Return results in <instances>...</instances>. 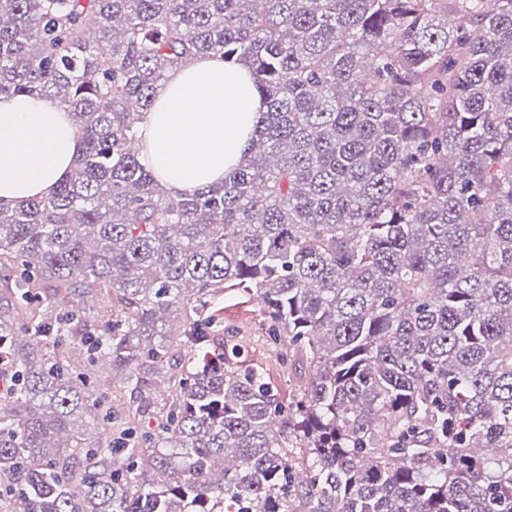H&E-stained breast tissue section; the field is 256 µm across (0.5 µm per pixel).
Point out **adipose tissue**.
<instances>
[{
  "mask_svg": "<svg viewBox=\"0 0 512 512\" xmlns=\"http://www.w3.org/2000/svg\"><path fill=\"white\" fill-rule=\"evenodd\" d=\"M265 107L249 69L206 56L167 74L139 124L141 163L169 191L222 182ZM78 135L52 100L0 95V205L46 198L72 174Z\"/></svg>",
  "mask_w": 512,
  "mask_h": 512,
  "instance_id": "1",
  "label": "adipose tissue"
}]
</instances>
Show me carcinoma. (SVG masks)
<instances>
[{"instance_id": "1", "label": "carcinoma", "mask_w": 512, "mask_h": 512, "mask_svg": "<svg viewBox=\"0 0 512 512\" xmlns=\"http://www.w3.org/2000/svg\"><path fill=\"white\" fill-rule=\"evenodd\" d=\"M208 55L266 111L173 195L136 123ZM1 94L80 148L0 207V512H512V0H0ZM226 290L292 401L216 336ZM115 386L156 425L73 434ZM222 318L224 341L238 345L243 356L263 368L267 381L271 383L284 401L290 400L299 392L304 378L301 369H294L292 353L288 344H272L268 339L267 320L260 301L255 296L236 292L224 293L215 302Z\"/></svg>"}]
</instances>
